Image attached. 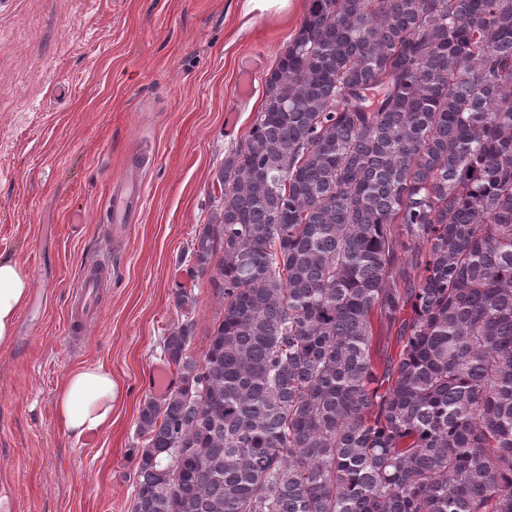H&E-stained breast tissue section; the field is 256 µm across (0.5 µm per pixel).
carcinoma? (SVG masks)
Instances as JSON below:
<instances>
[{
	"label": "carcinoma",
	"mask_w": 512,
	"mask_h": 512,
	"mask_svg": "<svg viewBox=\"0 0 512 512\" xmlns=\"http://www.w3.org/2000/svg\"><path fill=\"white\" fill-rule=\"evenodd\" d=\"M216 178L133 512H512V0H309ZM195 293L198 301L192 318L196 324L195 339L191 345L190 352L197 357H201L205 349L206 336L212 325L214 316L220 308L219 298L216 290L210 283V272L203 275L195 273Z\"/></svg>",
	"instance_id": "carcinoma-1"
}]
</instances>
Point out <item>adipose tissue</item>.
<instances>
[{
	"label": "adipose tissue",
	"mask_w": 512,
	"mask_h": 512,
	"mask_svg": "<svg viewBox=\"0 0 512 512\" xmlns=\"http://www.w3.org/2000/svg\"><path fill=\"white\" fill-rule=\"evenodd\" d=\"M31 294L28 275L14 259L0 256V350L14 342L15 326ZM119 386L103 365H82L69 371L55 400V413L66 433L82 439L109 428Z\"/></svg>",
	"instance_id": "obj_1"
}]
</instances>
